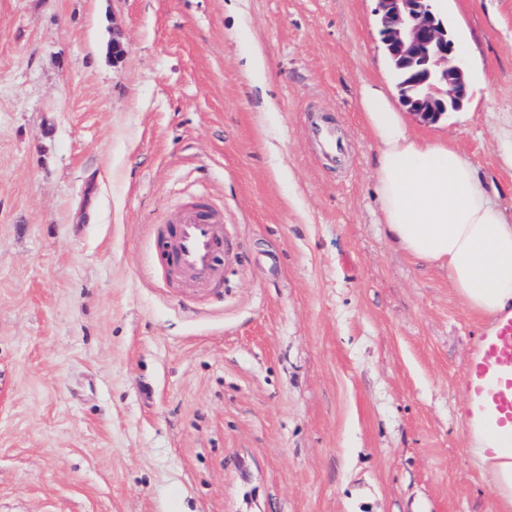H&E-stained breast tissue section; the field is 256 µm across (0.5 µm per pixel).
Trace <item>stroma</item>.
Listing matches in <instances>:
<instances>
[{
	"label": "stroma",
	"instance_id": "35a3bbf8",
	"mask_svg": "<svg viewBox=\"0 0 512 512\" xmlns=\"http://www.w3.org/2000/svg\"><path fill=\"white\" fill-rule=\"evenodd\" d=\"M447 2L470 98L407 122L512 216V0ZM375 8L0 0V512H490L458 420L486 325L379 222ZM201 200L194 295L155 244ZM224 254V231L215 217L186 211L169 224L160 245L159 264L170 271L190 273L202 287L216 286L222 278L218 257Z\"/></svg>",
	"mask_w": 512,
	"mask_h": 512
}]
</instances>
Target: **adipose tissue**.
Segmentation results:
<instances>
[{"label":"adipose tissue","instance_id":"obj_1","mask_svg":"<svg viewBox=\"0 0 512 512\" xmlns=\"http://www.w3.org/2000/svg\"><path fill=\"white\" fill-rule=\"evenodd\" d=\"M392 85L365 84L363 116L376 145L371 176L380 222L397 249L447 272L465 306L488 323L512 314V221L492 200L475 165L452 144L412 134ZM458 418L466 452L494 492L493 512H512V443Z\"/></svg>","mask_w":512,"mask_h":512}]
</instances>
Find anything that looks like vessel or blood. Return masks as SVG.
I'll return each instance as SVG.
<instances>
[{
	"instance_id": "1",
	"label": "vessel or blood",
	"mask_w": 512,
	"mask_h": 512,
	"mask_svg": "<svg viewBox=\"0 0 512 512\" xmlns=\"http://www.w3.org/2000/svg\"><path fill=\"white\" fill-rule=\"evenodd\" d=\"M224 252V231L215 217L186 211L169 225L159 250V264L185 271L204 287L219 284L218 258ZM470 412L485 425L512 435V316L501 317L493 331L481 337L464 366Z\"/></svg>"
}]
</instances>
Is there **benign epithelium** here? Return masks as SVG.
<instances>
[{"mask_svg":"<svg viewBox=\"0 0 512 512\" xmlns=\"http://www.w3.org/2000/svg\"><path fill=\"white\" fill-rule=\"evenodd\" d=\"M375 12L386 24L380 34L386 55L417 76L415 94L400 89L407 111L435 123L461 110L468 98L466 74L455 64L458 44L433 0H377Z\"/></svg>","mask_w":512,"mask_h":512,"instance_id":"1","label":"benign epithelium"}]
</instances>
